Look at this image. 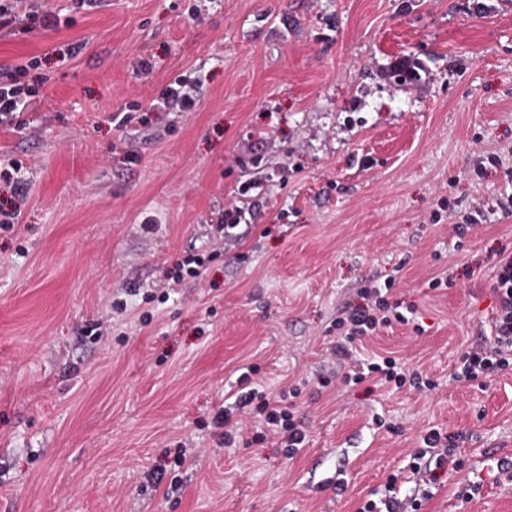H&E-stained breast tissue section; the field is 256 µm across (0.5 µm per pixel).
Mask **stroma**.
Segmentation results:
<instances>
[{
  "mask_svg": "<svg viewBox=\"0 0 512 512\" xmlns=\"http://www.w3.org/2000/svg\"><path fill=\"white\" fill-rule=\"evenodd\" d=\"M41 8L60 25L0 30V73L27 63L40 84L20 127H0V206L21 212L0 231V512H356L430 426L472 434L485 486L468 499L451 476L425 512H512L486 463L512 455V372L450 378L490 332L512 217L449 233L512 171V0ZM406 62L419 81L393 84ZM178 77L199 83L196 110L154 111ZM192 248L212 260L168 286ZM445 271L452 286L430 288ZM370 277L395 279L417 317L366 351L436 389L310 390L301 454L224 447L212 417L236 369L258 365L272 393L313 378Z\"/></svg>",
  "mask_w": 512,
  "mask_h": 512,
  "instance_id": "35a3bbf8",
  "label": "stroma"
}]
</instances>
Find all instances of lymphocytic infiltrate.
Here are the masks:
<instances>
[{
    "instance_id": "lymphocytic-infiltrate-1",
    "label": "lymphocytic infiltrate",
    "mask_w": 512,
    "mask_h": 512,
    "mask_svg": "<svg viewBox=\"0 0 512 512\" xmlns=\"http://www.w3.org/2000/svg\"><path fill=\"white\" fill-rule=\"evenodd\" d=\"M22 19L32 27L54 28L60 22L58 15L43 11L38 0H0V28ZM26 74V67L21 66L6 72L0 80V126L14 124L36 98L38 90L35 85L25 83ZM393 287L390 280L367 281L337 307L331 322L336 340L329 349L327 365L315 375L319 388L327 389L337 383L351 389L369 382L378 387L409 386L420 392L435 389V382L421 370L406 369L396 357L377 355L361 361L354 354L358 343L377 335L381 329L395 322L408 324ZM493 292L497 307L491 335L459 356L451 374L454 381L486 382L512 371V253L498 256ZM257 372V366L252 365L239 375L236 389L230 392V402L216 413L214 424L223 430L225 447L246 439L255 443L272 439L288 457H295L307 445V434L298 415L304 385L293 383L270 395L255 388ZM250 421L260 424L259 432H247L246 424ZM468 440V433L463 431L424 430L422 446L415 450L408 464L418 489L402 495L401 474H389L383 495L367 500L357 512H423L434 491L443 488L447 476L467 471L462 449Z\"/></svg>"
}]
</instances>
